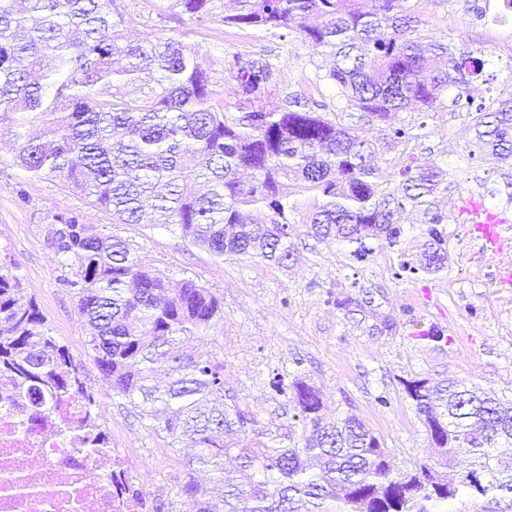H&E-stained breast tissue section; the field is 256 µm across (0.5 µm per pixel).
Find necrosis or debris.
Listing matches in <instances>:
<instances>
[{"label":"necrosis or debris","mask_w":512,"mask_h":512,"mask_svg":"<svg viewBox=\"0 0 512 512\" xmlns=\"http://www.w3.org/2000/svg\"><path fill=\"white\" fill-rule=\"evenodd\" d=\"M77 454L51 427L22 426L0 403V512H137L112 494L111 454L89 466Z\"/></svg>","instance_id":"necrosis-or-debris-1"}]
</instances>
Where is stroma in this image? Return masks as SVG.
I'll return each mask as SVG.
<instances>
[{"instance_id": "obj_1", "label": "stroma", "mask_w": 512, "mask_h": 512, "mask_svg": "<svg viewBox=\"0 0 512 512\" xmlns=\"http://www.w3.org/2000/svg\"><path fill=\"white\" fill-rule=\"evenodd\" d=\"M117 3L126 38L185 37L197 44L213 64L227 111H235L238 99L234 82L223 76L224 58L261 57L277 69L262 105L277 110L297 94L324 103L328 119L377 142L376 164L385 187L398 184L401 170L410 164H435L448 173V189L437 197L448 217V267L436 275L399 279L400 263L416 261L423 242L415 213L398 218L405 229L403 245L356 262L346 247L310 235L311 200L302 196L295 214L294 258L288 264L219 258L173 227L113 223L60 180L31 177L13 164V140L0 133V254L18 263L23 286L53 336L84 361L85 383L100 403L112 454L136 482L151 494L171 492L184 457L148 427L128 399L114 396L110 383L87 363V335L76 302L61 285L62 269L44 243L49 218L60 209L79 210L103 233L134 244L142 263L172 283L189 278L223 300V321L190 344L223 360L225 405L249 407L260 424L284 428L290 423L293 406L271 389L269 375L276 368L296 370L321 392L329 415L356 416L389 448L394 470L404 471L436 456L406 382L456 379L512 400V306L499 303L497 289L476 287L468 249L455 238L458 227L476 226L480 210L512 226V166L471 155L470 118L441 107L366 123L345 108L336 88L318 82L330 60L298 34L279 38L219 21L178 20L159 9L157 0ZM411 5L433 36L481 49L489 58L482 81L470 87L473 105L512 92V20L504 18L502 0H411ZM478 6L485 18H477ZM407 124L425 125L426 137L391 141L389 128ZM21 189L27 202L17 197ZM347 297L352 305L338 307V300ZM433 325L443 330L440 340L424 336Z\"/></svg>"}]
</instances>
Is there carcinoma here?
Wrapping results in <instances>:
<instances>
[{"instance_id": "cac0c4a2", "label": "carcinoma", "mask_w": 512, "mask_h": 512, "mask_svg": "<svg viewBox=\"0 0 512 512\" xmlns=\"http://www.w3.org/2000/svg\"><path fill=\"white\" fill-rule=\"evenodd\" d=\"M162 2L180 18L295 32L328 49L333 67L320 79L336 86L346 108L379 121L412 106L434 111L445 94L448 106L468 107L469 87L485 73L481 51L426 35L409 0H235L230 14L224 0ZM15 3L0 0V130L14 139L13 163L31 175L60 179L114 224H165L217 257L278 265L293 255L297 204L283 191L287 182L313 196V235L348 246L358 261L375 243L402 244L397 218L410 208L424 226L422 259L401 263L396 276L448 268V216L434 202L448 190L447 171L408 165L398 186L383 188L376 143L322 116L324 104L293 97L277 111L260 105L276 80L272 63H223L243 112L231 117L198 48L125 39L115 0H27L21 10ZM149 62L160 72L154 83L121 91ZM101 85L113 87L105 99ZM424 128L395 127L391 139H419ZM472 128L471 154L512 165V96L479 109ZM45 244L61 259L88 357L113 393L139 400L142 418L174 451L185 440L198 448L173 498L147 500L123 469L112 472L116 497L148 512H175L184 498L193 512H441L456 502L512 512V401L459 382L435 390L425 380L408 383L440 455L399 473L364 424L326 421L321 392L298 374L271 373V387L293 403L288 431L259 428L249 410L224 405L222 361L199 348L173 350L223 319L220 298L193 279L170 287L129 242L75 211L51 216ZM17 270L0 262V402L22 413V425L49 424L80 444L84 463L107 450L98 402L84 364L52 336ZM68 400L81 407L74 426L57 414ZM458 455L468 461L461 473ZM229 457L239 478L226 483ZM197 471L221 485L219 499L200 491Z\"/></svg>"}]
</instances>
